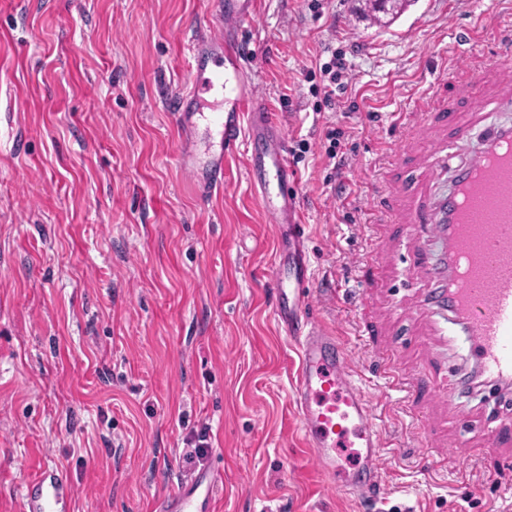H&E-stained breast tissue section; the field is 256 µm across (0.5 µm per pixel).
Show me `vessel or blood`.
<instances>
[{
    "label": "vessel or blood",
    "mask_w": 512,
    "mask_h": 512,
    "mask_svg": "<svg viewBox=\"0 0 512 512\" xmlns=\"http://www.w3.org/2000/svg\"><path fill=\"white\" fill-rule=\"evenodd\" d=\"M218 11L235 19L256 15L255 0H220ZM188 92L174 109L196 136L179 160L204 192L224 187V157L239 137L253 149L247 176L276 224L273 283L274 318L295 338L299 363L292 401L301 443L331 490L359 501L380 498L382 439L374 407L356 380L349 353L334 333L306 322L311 266L303 227L293 203L288 148L264 104L256 99L241 66L244 44L233 31L219 38L199 36L188 45ZM493 98L500 111H512V71L498 72ZM483 113L459 121L456 109L437 112L435 124L459 144L472 147L471 160L449 163L448 186L432 202L402 201V230L443 240L445 247L421 254L423 271L444 277L446 290L435 295L438 313L459 326L470 354L494 384L512 382V122L496 123L480 136L474 125ZM218 476L211 468L177 485L160 502V512H216ZM74 491L64 474L42 468L22 489L24 512H72Z\"/></svg>",
    "instance_id": "1"
}]
</instances>
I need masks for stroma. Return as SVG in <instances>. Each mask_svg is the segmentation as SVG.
<instances>
[{"instance_id":"obj_1","label":"stroma","mask_w":512,"mask_h":512,"mask_svg":"<svg viewBox=\"0 0 512 512\" xmlns=\"http://www.w3.org/2000/svg\"><path fill=\"white\" fill-rule=\"evenodd\" d=\"M359 4L259 0L242 30L254 94L309 147L293 190L308 314L375 402L382 501L330 490L298 446V350L274 321V222L243 148L208 197L178 162L172 102L190 39L224 33L215 10L0 0V512H24L42 467L68 471L75 512H152L204 465L221 473L217 512H512V447L483 451L498 406L449 399L468 347L410 269L438 245L392 223L402 165L448 153L427 115L480 107L475 69L512 54V0H410L388 26ZM335 54L350 70L329 105L319 67Z\"/></svg>"}]
</instances>
